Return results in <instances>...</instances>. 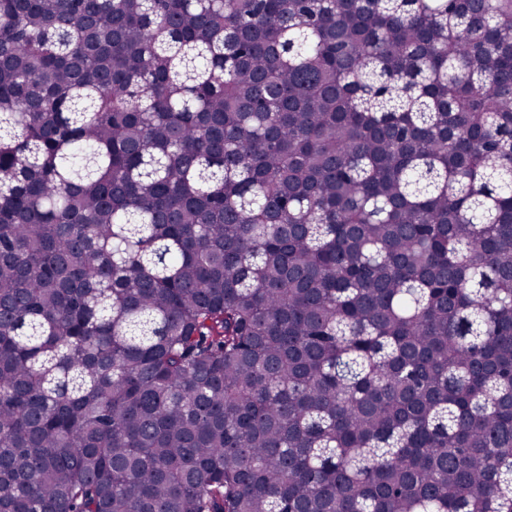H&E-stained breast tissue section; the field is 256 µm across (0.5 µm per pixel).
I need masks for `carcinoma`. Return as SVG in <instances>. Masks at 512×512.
<instances>
[{"label":"carcinoma","mask_w":512,"mask_h":512,"mask_svg":"<svg viewBox=\"0 0 512 512\" xmlns=\"http://www.w3.org/2000/svg\"><path fill=\"white\" fill-rule=\"evenodd\" d=\"M0 512H512V0H0Z\"/></svg>","instance_id":"1"}]
</instances>
